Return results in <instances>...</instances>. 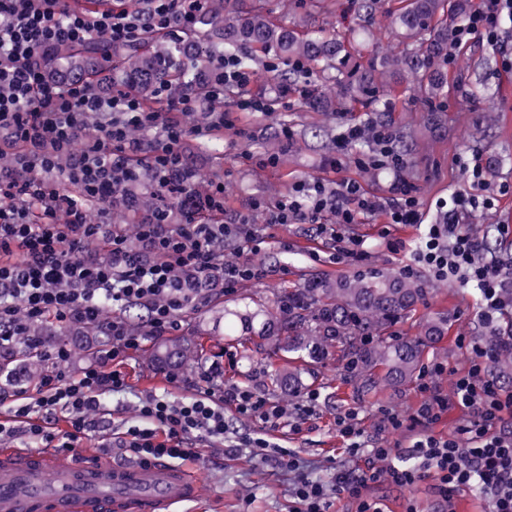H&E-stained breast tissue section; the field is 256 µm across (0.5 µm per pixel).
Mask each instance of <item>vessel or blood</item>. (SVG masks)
I'll return each instance as SVG.
<instances>
[{
	"mask_svg": "<svg viewBox=\"0 0 512 512\" xmlns=\"http://www.w3.org/2000/svg\"><path fill=\"white\" fill-rule=\"evenodd\" d=\"M201 493L199 479L164 460L100 454L81 463L65 452L0 450V512H172Z\"/></svg>",
	"mask_w": 512,
	"mask_h": 512,
	"instance_id": "obj_1",
	"label": "vessel or blood"
}]
</instances>
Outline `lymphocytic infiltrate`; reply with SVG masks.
Here are the masks:
<instances>
[{"mask_svg": "<svg viewBox=\"0 0 512 512\" xmlns=\"http://www.w3.org/2000/svg\"><path fill=\"white\" fill-rule=\"evenodd\" d=\"M145 3L140 11L112 9L90 18L71 9L69 0H0V156L11 158L0 165V348L18 344L46 318L67 328L96 320L110 307L144 310L146 327L139 333L113 319L105 362L76 375L62 368L70 357L67 347L45 349L52 368L35 393L14 392L12 422L0 424V441L21 438L37 450L70 451L107 427L106 399L127 390L123 367L143 335H164L178 327L188 307L262 279L266 270L252 257L264 250L270 227L312 225L331 242L333 262L363 263L371 249L351 232L363 217L382 214L391 225L422 222L415 188L404 175L407 160L393 150V135L381 123L345 125L340 150L327 164L337 170L351 160L387 173L384 194L367 193L355 180L334 185L313 177L295 181L275 202L255 198L246 211L230 216L222 177L211 180L206 193L194 191L197 171L182 145L186 137L224 130L245 137L235 111L210 112L190 126L186 119L199 106L195 92L175 95L168 86L156 87L154 98L166 104L157 112L123 88L104 95L80 80L46 77L42 59L58 47L96 37L134 44L150 33L184 30L195 24L207 0ZM506 15H512V0H478L453 27V44L503 45ZM254 80L253 71L223 57L210 72L207 96L223 101L225 88L233 87L245 93L236 111H264V103L247 93ZM368 137L372 154H346V147ZM455 161L474 190L439 202L440 223L427 226L400 273L414 278L424 269L440 281L474 284L481 294L482 324L493 329L512 318V278L504 262L482 259L483 242L466 223L475 213L492 212L498 194L512 185L488 192L478 150L462 151ZM117 197L138 215L135 236L109 218ZM458 344L471 357L457 374L452 395L436 385L445 367L433 362L419 375L423 400L411 414L382 409V429L409 432L407 446L391 448L366 435L356 410L337 415L343 453L354 466L338 468L328 482L302 474L298 456L268 438V430L283 424L284 410L257 387L225 383L224 369L215 362L195 368L188 380L195 395L141 399L115 443L139 457L185 460L195 454L194 439L229 433L224 411L230 408L259 425L238 447L263 466L297 473L291 512H326L337 494L346 495L355 512H384L369 494L372 484L385 478L411 487L428 472L442 499L477 485L487 512H512V388L492 377L493 351L470 336L459 337ZM452 406L463 411V419L452 434H433L432 426ZM57 411L67 421L62 433L37 418ZM379 460L389 461V468H376Z\"/></svg>", "mask_w": 512, "mask_h": 512, "instance_id": "f902f5d3", "label": "lymphocytic infiltrate"}]
</instances>
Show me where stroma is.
Returning <instances> with one entry per match:
<instances>
[{"mask_svg":"<svg viewBox=\"0 0 512 512\" xmlns=\"http://www.w3.org/2000/svg\"><path fill=\"white\" fill-rule=\"evenodd\" d=\"M268 6L278 21L299 32L319 28L341 32L353 54L365 57L372 51L381 56L397 52L388 34V19L377 16L369 24V33H362V23L357 19L351 0H325L321 9L314 8L311 0H269ZM467 52L476 61L489 59L490 65L480 71L449 69L452 84L442 111H422L418 104L407 99L392 115L397 131L406 136L412 149L413 163L407 178L416 187L421 209L430 222L438 218V201L448 198L452 192L472 189L455 162L462 150L473 147L481 150L489 186L512 178V70L503 68L491 47L474 44ZM479 79L494 91L492 99L482 109L475 108L469 98L471 85ZM249 92L276 103L269 115L240 113L239 123L252 134L251 142H244L229 132L216 151L202 149L199 139L193 137L183 142L190 162L203 176H223L224 205L230 213L246 211L249 201L256 197L274 201L286 194L295 180L321 175L322 160L334 154L343 125L365 118L361 112H301L284 107L276 102V87L264 68L257 70ZM283 124L293 130V137L287 142L278 135ZM248 149L257 154L278 155L277 167L261 169L249 163L243 157ZM500 224L512 225V192L499 196L493 215L478 214L469 220L470 230L487 242L497 259L512 256V241L503 240L496 230ZM385 230L392 237L405 241L406 251L394 254L382 246L381 233ZM353 232L368 238L373 246L370 259L362 265L330 262L329 241L316 235L310 225L273 227L265 254L266 278L242 283L234 292L212 297L206 306L188 308L182 315L176 333L197 344L198 351L181 370L173 374L161 371L149 361L151 353L165 346L166 337L149 336L142 341L125 366L127 392L107 400L113 421L133 418L139 398L164 394L179 399L191 395L192 390L184 381L202 360L222 362L225 381L258 386L268 390L272 401L282 403L280 393L269 391L267 379L268 372L280 367V360L254 345L245 346L226 336L224 327L235 322L239 313H254L267 307L281 289L299 287L316 275L336 279L398 272L408 262L409 250L418 244L423 229L416 225L389 229L383 216L373 215L355 225ZM420 279L429 283L430 293L393 327L392 333L415 336L430 320L447 317V335L427 348L424 356L425 362L438 361L446 365L447 371L438 378L437 384L447 394L452 390L455 372L465 368L469 360L468 352L457 343L458 337L486 334L480 322V292L459 281L431 279L426 273L421 274ZM302 380L304 391L314 390L320 394L316 415L303 424L300 431L280 428L272 431L271 438L294 451L311 476L326 481L331 480L337 467L346 461L341 452L342 440L336 431L339 413L357 409L361 426L370 435L379 424L381 409L394 407L407 412L422 399L413 385L398 392L385 386L372 392L363 391L356 383L344 380L342 363L334 354L323 362L306 365ZM188 465L200 474L205 493L198 500L177 506L176 512L288 510L291 475L267 470L246 452H228L222 442L206 439L198 443L197 455L189 459ZM433 485L430 477L408 489L383 482L371 488L370 493L383 502L388 512H403L409 498L426 506L434 504Z\"/></svg>","mask_w":512,"mask_h":512,"instance_id":"obj_1","label":"stroma"}]
</instances>
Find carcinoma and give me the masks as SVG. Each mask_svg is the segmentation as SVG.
Returning a JSON list of instances; mask_svg holds the SVG:
<instances>
[{
  "label": "carcinoma",
  "instance_id": "cac0c4a2",
  "mask_svg": "<svg viewBox=\"0 0 512 512\" xmlns=\"http://www.w3.org/2000/svg\"><path fill=\"white\" fill-rule=\"evenodd\" d=\"M224 9L210 6L202 24L214 39L210 54L237 56L239 65L252 69L257 57L241 52L254 46L278 59L300 57L305 69L278 71L277 78L293 87L306 85L312 74L321 81L320 93L304 107L321 111L346 112L355 103L372 105L383 95L398 101V95L412 91L429 112L440 110L439 99L448 76V49L451 32L448 15H466L464 0H399V7L389 12L395 37L406 44V84L380 87L372 75L374 61L368 66L351 61L343 37L336 32L317 35L300 34L278 23L265 7V0H221ZM184 45L165 34H156L150 42L131 48L126 45L93 44L72 46L57 51L45 60L51 77L78 78L93 86L113 69H121L132 82L146 107L152 109L151 91L165 83L176 94L193 88L206 91L197 82V69L204 63L203 51L195 52L191 62L183 61ZM428 285L401 275H380L334 282L310 280L299 288L282 289L275 301L276 319L285 328L282 336H260L256 347L266 349L285 362L275 373L271 386L294 398L298 370L291 365L323 359L334 347L343 354L344 379L364 387L387 383L395 388L414 382L421 370L424 349L441 340L448 331L443 318L428 323L422 336L389 338L386 333L428 292ZM43 326L32 330L33 346L21 351V363L32 367L26 384L37 383L49 365L38 350L47 343ZM191 341L176 337L157 353L158 365L173 370L187 357ZM512 354L499 351L492 364L496 378L512 373Z\"/></svg>",
  "mask_w": 512,
  "mask_h": 512
}]
</instances>
